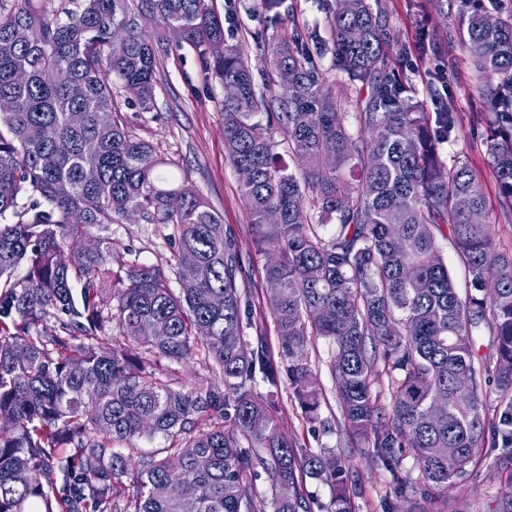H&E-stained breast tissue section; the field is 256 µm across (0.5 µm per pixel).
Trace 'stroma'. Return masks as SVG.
<instances>
[{
    "label": "stroma",
    "instance_id": "obj_1",
    "mask_svg": "<svg viewBox=\"0 0 512 512\" xmlns=\"http://www.w3.org/2000/svg\"><path fill=\"white\" fill-rule=\"evenodd\" d=\"M389 29L396 43L388 53L389 66L399 69L419 95L435 92L456 117L445 157L463 154L475 171L493 224L491 233L498 251L512 252V212L499 204L498 181L490 164L484 138L490 116L472 78L470 63L458 41L449 37L456 25L454 0H383ZM220 15L229 16L225 27L228 42L241 43L248 51L256 90L264 97L279 94V78L267 54L258 49L252 35L299 26L323 37L326 13L321 0H280L270 11L256 8L254 0H213ZM125 124L151 142L170 159L178 175L189 181L224 219V235L237 255L236 284L244 316L254 320L248 338L264 336L268 353L281 372L274 396L280 406V428L302 447L319 451L331 448L345 456L352 471V512H496L497 495L512 483V444L501 438L487 439L476 464L454 478L446 497L437 494L409 498L396 496L391 475L376 465L367 446L345 433L336 401L335 383L329 372L332 347L318 338L308 347V364L321 388L318 422L302 415L294 398L274 320L268 307L270 284L266 278L269 255L254 245L253 229L240 194L241 177L224 149V89L204 71L188 49L171 48L157 76L156 102L144 112L123 106ZM115 258L123 262L162 265L170 288L178 286L174 246L167 231L156 224L129 220L111 225ZM175 389L189 390L198 382L223 389L224 377L210 369L204 355L190 362L163 361Z\"/></svg>",
    "mask_w": 512,
    "mask_h": 512
}]
</instances>
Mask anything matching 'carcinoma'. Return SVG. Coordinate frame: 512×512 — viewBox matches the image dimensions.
Here are the masks:
<instances>
[{
  "label": "carcinoma",
  "instance_id": "obj_1",
  "mask_svg": "<svg viewBox=\"0 0 512 512\" xmlns=\"http://www.w3.org/2000/svg\"><path fill=\"white\" fill-rule=\"evenodd\" d=\"M0 0V512H112L129 478L124 512H183L171 486H192L196 512H314L299 475L335 488L330 512H351L348 462L298 446L280 430L278 384L262 336L246 340L233 245L221 216L170 162L123 122L121 103L155 107L168 35L233 87L224 97V146L252 176L240 192L266 267L288 375L305 418L319 421L320 392L306 359L315 338L334 348L330 371L345 433L374 448L408 489L448 491L489 433L512 440V254L496 250L475 172L445 161L455 116L438 95L421 98L387 66L392 43L382 0H326L329 37L310 47L298 28L259 32L280 84L271 110L257 96L245 47L230 44L212 0ZM454 31L487 109L509 120L485 144L501 204L512 208V19L488 18L485 0H455ZM221 43L224 51L212 50ZM369 88L349 126L320 59ZM267 111L263 125L254 120ZM292 169L274 151L273 131ZM97 178L84 177L87 169ZM278 224L266 222L271 209ZM136 211L171 230L175 265L191 282L170 288L160 265L112 266V238L92 252L71 242ZM449 230L468 277L460 295L437 243ZM23 276L16 275L19 267ZM224 295V307L211 297ZM54 318L62 331L44 336ZM162 322L167 334L156 336ZM495 353L483 357V328ZM118 330L129 347L112 346ZM201 353L224 392L171 387L159 360ZM503 407L485 418L486 375ZM387 377V406L374 387ZM171 440L163 455L119 448L143 435ZM248 440L264 454L241 447ZM417 481L396 469L402 452ZM268 473L271 500L252 477Z\"/></svg>",
  "mask_w": 512,
  "mask_h": 512
}]
</instances>
